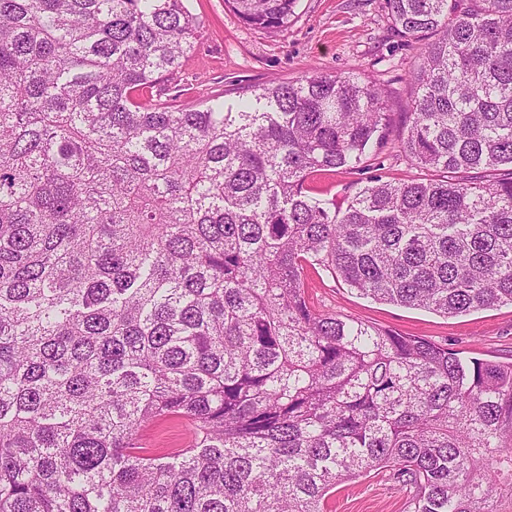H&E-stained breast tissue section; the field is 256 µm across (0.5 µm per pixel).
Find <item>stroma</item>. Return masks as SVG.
Masks as SVG:
<instances>
[{
	"label": "stroma",
	"instance_id": "1",
	"mask_svg": "<svg viewBox=\"0 0 512 512\" xmlns=\"http://www.w3.org/2000/svg\"><path fill=\"white\" fill-rule=\"evenodd\" d=\"M189 7L202 19L203 33L178 72L154 88V96L191 107L236 86L292 81L312 72L365 73L390 92L392 125L401 127L416 49L395 32L386 0H299L294 21L277 34L245 24L224 0H189ZM373 175L397 182L422 172L409 165L393 134L358 170L318 175L310 186L342 207ZM305 284L318 310L423 336L465 359L512 361L510 304L447 318L362 298L341 281L311 270ZM408 497L392 473L374 471L338 486L330 512H407Z\"/></svg>",
	"mask_w": 512,
	"mask_h": 512
}]
</instances>
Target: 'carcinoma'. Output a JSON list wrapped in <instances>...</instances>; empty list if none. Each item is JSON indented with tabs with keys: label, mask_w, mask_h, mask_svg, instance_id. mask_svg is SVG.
<instances>
[{
	"label": "carcinoma",
	"mask_w": 512,
	"mask_h": 512,
	"mask_svg": "<svg viewBox=\"0 0 512 512\" xmlns=\"http://www.w3.org/2000/svg\"><path fill=\"white\" fill-rule=\"evenodd\" d=\"M288 28L298 0H225ZM419 45L402 152L345 208L317 172L389 131L369 74L197 108L146 96L186 0H0V512H328L390 470L410 512H512V362L321 312L512 305V0H386ZM187 419L188 448L146 429Z\"/></svg>",
	"instance_id": "1"
}]
</instances>
